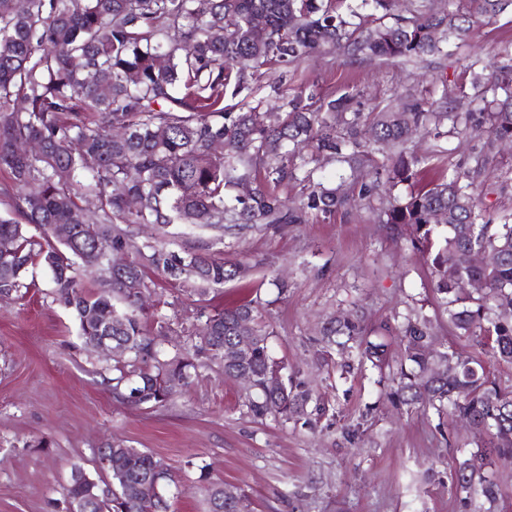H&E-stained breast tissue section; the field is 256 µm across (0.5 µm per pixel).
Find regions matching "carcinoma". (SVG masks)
Returning <instances> with one entry per match:
<instances>
[{
  "label": "carcinoma",
  "instance_id": "1",
  "mask_svg": "<svg viewBox=\"0 0 512 512\" xmlns=\"http://www.w3.org/2000/svg\"><path fill=\"white\" fill-rule=\"evenodd\" d=\"M396 0H0V166L9 169L13 212L0 216V295L22 288L29 266L40 262L52 274L57 299L78 322L88 340L112 319L113 343L126 346L122 365L113 370L112 393L118 402L159 404L170 396L168 384L190 383L203 356L224 361V377L246 370L252 389L244 406L255 417L312 424L326 406L312 403L311 390L284 377L285 365L267 346L252 300L206 316L202 344L168 360L158 357L155 338L144 328L139 292L150 290L140 265L110 266L115 252L133 248L123 224H206L231 229L240 224H295L303 213L288 208L269 185L298 179L319 156L354 168L367 143L359 130L360 113L346 118L348 98L327 102L326 111L347 128L336 136L333 124L311 112L303 98H285L265 112L250 106L229 112L224 88L247 89L246 71L267 63L287 65L320 49H346L386 60H407L441 53L466 40L473 28L505 12L512 0H448L437 12L412 17L392 15ZM393 16V22L367 26L364 10ZM479 88L477 112H432L420 103L385 108L371 118L374 143L389 152L385 169L392 184L413 178L419 163L404 146L429 124H451L452 132L472 128L487 133L486 148L512 138V88L477 73L476 59L466 65ZM128 134L112 138V128ZM34 139L43 149L18 153L17 144ZM223 149L216 153L213 144ZM310 152L288 165L292 149ZM59 169L70 173L62 181ZM254 184L242 199L230 190ZM98 198L92 220L83 219L79 202ZM139 201L136 209L128 198ZM346 198L316 185L304 208L330 213ZM443 213L442 223L433 216ZM386 223L410 228L411 243L434 278V291L457 334L475 342L489 359L512 363V224H495L480 208L474 181L454 172L391 206ZM61 224H77L70 237L55 235ZM155 269L206 292L239 276L241 266L208 252L175 254L163 239L148 245ZM481 252L491 264L475 260ZM100 272L103 289L86 292L80 271ZM470 288L463 289L460 284ZM400 335L404 361L390 365L382 343L364 335L359 318L331 320L322 341L339 347L342 373L349 376L368 362L380 374L396 371L388 398L401 405L422 404L438 418L457 419L482 438L476 454L489 465L512 464V386L490 376L481 359L459 360L433 347L430 320L420 312L403 318ZM250 336L253 349L245 363L224 359L237 337ZM124 468L112 472V512H169V469L137 448H112ZM156 484L155 498L132 499L135 483ZM461 512H502L494 474L469 460L455 463L451 475ZM93 486L79 469L68 489L73 512H100ZM208 512H251L241 488L226 483L207 487Z\"/></svg>",
  "mask_w": 512,
  "mask_h": 512
}]
</instances>
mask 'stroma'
<instances>
[{
	"instance_id": "35a3bbf8",
	"label": "stroma",
	"mask_w": 512,
	"mask_h": 512,
	"mask_svg": "<svg viewBox=\"0 0 512 512\" xmlns=\"http://www.w3.org/2000/svg\"><path fill=\"white\" fill-rule=\"evenodd\" d=\"M512 49V13L477 28L463 43L408 61L379 60L344 50L318 52L282 68L262 66L240 95H225L232 110L278 97L315 92L323 100L351 95V111L377 112L403 100L430 103L447 95L458 111L472 108L469 60ZM484 135L463 139L442 133L415 138L424 157L422 181L470 170L496 223L512 224V153L483 154ZM381 153L361 159L351 180L336 163L311 164V181L340 187L349 196L332 213L307 212L302 223L255 225L225 234L196 224H174L167 235L136 224L127 230L137 252L164 237L169 251L201 248L238 263L246 273L198 295L190 283L145 267L153 294L144 321H165L156 339L165 357L200 342L201 310L244 300L263 306L271 354L325 402L314 427L256 418L243 405L244 385L207 361L187 386L159 405H123L112 394V355L85 346L72 312L55 301L51 273L30 268L21 298H0V512H66L73 470L100 480L99 448H138L168 466L169 512H206L208 482L241 487L253 512H459L450 491L457 459L476 450V437L430 409L390 402L377 370L364 367L341 380L319 341L327 320L362 307L365 329L384 342L393 361L404 347L393 328L414 309L432 322L438 348L466 358L478 349L458 337L434 300L430 271L406 238L380 221L387 195L406 197L413 183L376 184ZM310 181V182H311ZM370 197L359 194L361 185ZM208 477H201V470Z\"/></svg>"
}]
</instances>
